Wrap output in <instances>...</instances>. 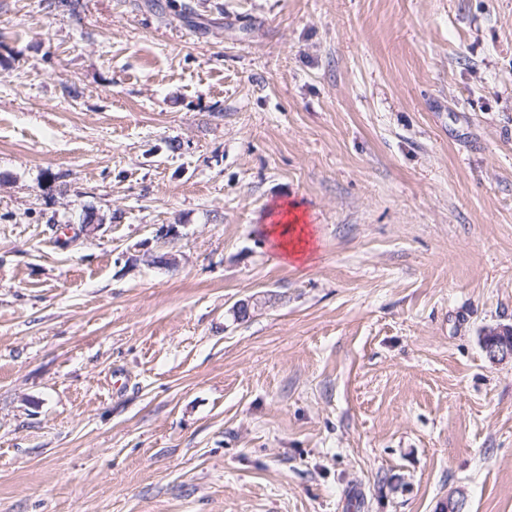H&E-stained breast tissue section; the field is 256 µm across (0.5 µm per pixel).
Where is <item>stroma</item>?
Listing matches in <instances>:
<instances>
[{"label":"stroma","instance_id":"35a3bbf8","mask_svg":"<svg viewBox=\"0 0 512 512\" xmlns=\"http://www.w3.org/2000/svg\"><path fill=\"white\" fill-rule=\"evenodd\" d=\"M152 1L0 0V512H512V0ZM294 207L285 212L275 214L280 216L269 231L274 236L276 247L281 252L282 262L288 265V260L311 264L315 249L313 248V233L309 224L304 223L303 218L294 213ZM291 216V219H288ZM492 329V336H485L484 339V352L486 356L493 362L512 359V343L510 342L511 335L504 336L505 331L509 330L512 332V328L499 327ZM499 334L501 336H498Z\"/></svg>","mask_w":512,"mask_h":512}]
</instances>
